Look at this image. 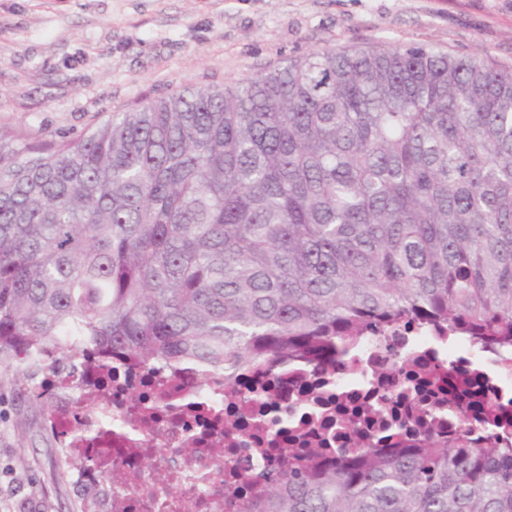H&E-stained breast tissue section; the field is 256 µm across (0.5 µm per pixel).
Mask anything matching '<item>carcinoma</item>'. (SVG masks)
Returning a JSON list of instances; mask_svg holds the SVG:
<instances>
[{"label": "carcinoma", "instance_id": "cac0c4a2", "mask_svg": "<svg viewBox=\"0 0 512 512\" xmlns=\"http://www.w3.org/2000/svg\"><path fill=\"white\" fill-rule=\"evenodd\" d=\"M422 317L512 345V68L324 48L77 137L0 129V364L60 346L230 375ZM247 471L241 512H512V447Z\"/></svg>", "mask_w": 512, "mask_h": 512}]
</instances>
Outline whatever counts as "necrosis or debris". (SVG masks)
Instances as JSON below:
<instances>
[{"label": "necrosis or debris", "instance_id": "4bbe7bcc", "mask_svg": "<svg viewBox=\"0 0 512 512\" xmlns=\"http://www.w3.org/2000/svg\"><path fill=\"white\" fill-rule=\"evenodd\" d=\"M32 356L45 366L34 389L74 461L72 481L106 487L108 512H237L226 489L239 487L240 473L282 466V449L320 444L331 459L360 446L389 454L427 437L448 441L464 417L480 442L492 432L483 409L512 416V347L427 322L367 333L327 361L284 353L229 384L223 368L196 359L147 371L116 357L98 375L103 409L81 408L57 349ZM492 433L512 446L511 425ZM156 468L175 489L150 497L143 488Z\"/></svg>", "mask_w": 512, "mask_h": 512}]
</instances>
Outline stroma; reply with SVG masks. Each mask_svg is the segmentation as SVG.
Listing matches in <instances>:
<instances>
[{
  "mask_svg": "<svg viewBox=\"0 0 512 512\" xmlns=\"http://www.w3.org/2000/svg\"><path fill=\"white\" fill-rule=\"evenodd\" d=\"M425 44L512 66V0H0V128L78 136L183 86H224L329 47ZM0 365V512H98Z\"/></svg>",
  "mask_w": 512,
  "mask_h": 512,
  "instance_id": "35a3bbf8",
  "label": "stroma"
}]
</instances>
